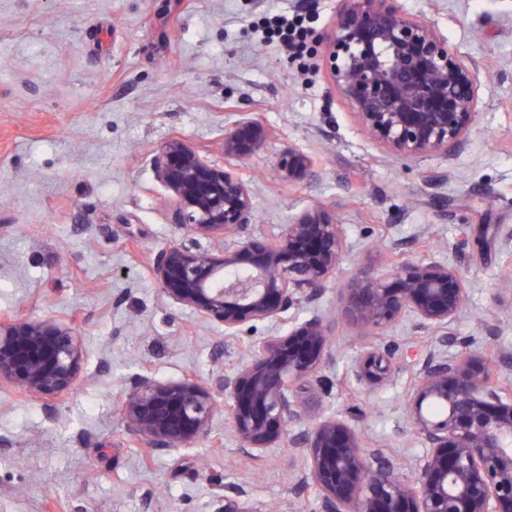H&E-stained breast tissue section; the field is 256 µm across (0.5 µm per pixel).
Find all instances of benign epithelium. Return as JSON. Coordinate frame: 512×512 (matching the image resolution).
Listing matches in <instances>:
<instances>
[{
    "label": "benign epithelium",
    "mask_w": 512,
    "mask_h": 512,
    "mask_svg": "<svg viewBox=\"0 0 512 512\" xmlns=\"http://www.w3.org/2000/svg\"><path fill=\"white\" fill-rule=\"evenodd\" d=\"M323 38L324 63L336 90L380 148L401 158L450 157L466 143L478 107L471 68L452 52L434 24L387 5L344 0ZM263 126L241 117L224 125V156L242 161L264 143ZM281 175L300 180L308 161L284 152ZM158 182L187 233L223 238L220 249L183 243L158 252L153 274L171 302L224 327L234 337L322 296L348 252L343 225L328 211H305L282 225L277 239L257 242L252 191L235 168L218 167L188 143L170 139L153 160ZM341 315L368 336H382L405 315L421 331H445L467 300L457 265L426 259L399 262L378 274L357 268L341 289ZM336 323L315 314L266 337L250 360L222 376L231 401L230 427L247 451L283 441L304 456L300 482L318 492L321 512H512V388L504 387L488 356L430 352L413 372L407 419L429 452L408 471L366 449L343 419L322 416V370ZM82 339L54 319H0V384L35 397L73 389ZM396 370L387 346L369 344L357 379L376 386ZM216 411L211 391L192 377L160 381L141 375L126 396L121 419L156 452L191 447L204 438ZM307 419L310 428L289 435ZM214 512H264L242 489L217 497Z\"/></svg>",
    "instance_id": "benign-epithelium-1"
}]
</instances>
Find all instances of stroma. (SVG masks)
<instances>
[{"label":"stroma","mask_w":512,"mask_h":512,"mask_svg":"<svg viewBox=\"0 0 512 512\" xmlns=\"http://www.w3.org/2000/svg\"><path fill=\"white\" fill-rule=\"evenodd\" d=\"M392 5L430 20L476 73L478 115L453 156L394 159L361 131L317 44L344 0H0V316L74 323L84 355L53 416L0 388V512H214L231 487L271 512H319L314 489L296 488L304 462L292 448L242 452L216 385L281 323L225 337L166 300L152 273L155 254L185 238L152 157L178 137L223 164L224 125L240 112L269 131L239 165L252 236L273 240L324 206L350 245L320 300L289 318L335 319L347 270L384 272L402 249L459 264L469 298L451 333L492 357L512 352V294L497 289L500 235L512 228V0ZM285 11L309 19L306 64L256 36L261 17ZM291 148L312 161L311 178L277 173ZM464 225L477 246L463 259L452 245ZM383 342L400 369L365 390L352 367L366 340L337 321L322 410L357 427L368 449L412 461L426 449L406 419L411 367L436 340L407 317ZM147 370L210 386L207 437L157 454L140 447L120 409Z\"/></svg>","instance_id":"1"}]
</instances>
